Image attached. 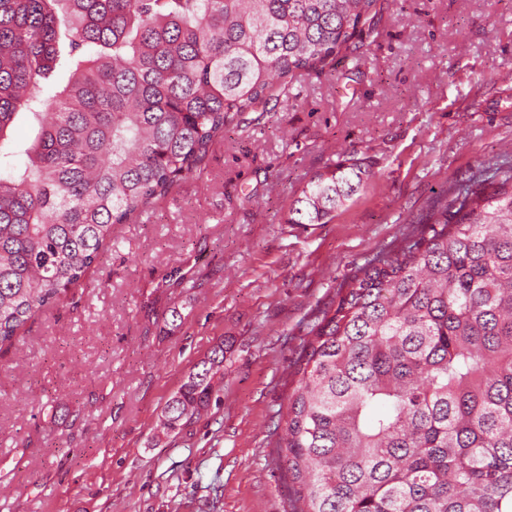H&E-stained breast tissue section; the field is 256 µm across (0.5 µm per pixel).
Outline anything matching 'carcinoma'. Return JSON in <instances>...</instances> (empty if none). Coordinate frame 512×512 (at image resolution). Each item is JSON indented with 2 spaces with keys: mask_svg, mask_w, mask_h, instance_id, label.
Instances as JSON below:
<instances>
[{
  "mask_svg": "<svg viewBox=\"0 0 512 512\" xmlns=\"http://www.w3.org/2000/svg\"><path fill=\"white\" fill-rule=\"evenodd\" d=\"M376 14L377 0H0V350L229 123L335 62ZM65 58L67 81L46 85ZM20 120L37 127L25 145ZM370 177L362 159L316 174L288 223L330 222ZM425 224L306 324L270 450L289 512H512V167L473 174ZM223 365L220 344L194 366L164 434L210 405Z\"/></svg>",
  "mask_w": 512,
  "mask_h": 512,
  "instance_id": "cac0c4a2",
  "label": "carcinoma"
}]
</instances>
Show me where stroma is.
Masks as SVG:
<instances>
[{"mask_svg": "<svg viewBox=\"0 0 512 512\" xmlns=\"http://www.w3.org/2000/svg\"><path fill=\"white\" fill-rule=\"evenodd\" d=\"M377 10L359 48L238 119L0 351V512H286L269 451L307 322L478 167L512 165V0ZM351 157L372 163L364 191L329 223H288ZM220 343L209 408L163 436Z\"/></svg>", "mask_w": 512, "mask_h": 512, "instance_id": "stroma-1", "label": "stroma"}]
</instances>
